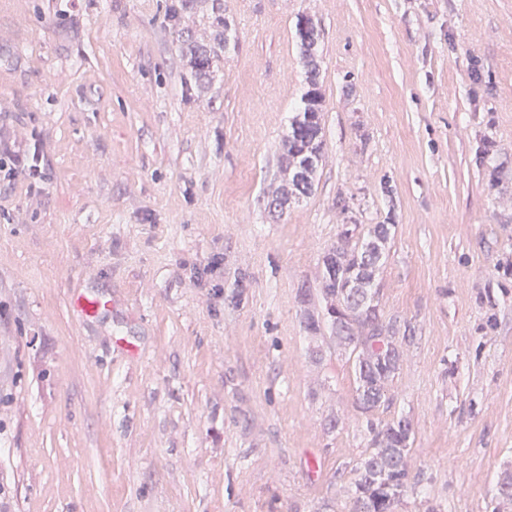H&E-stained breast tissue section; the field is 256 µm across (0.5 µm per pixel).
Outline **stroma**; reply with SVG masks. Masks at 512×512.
<instances>
[{"mask_svg": "<svg viewBox=\"0 0 512 512\" xmlns=\"http://www.w3.org/2000/svg\"><path fill=\"white\" fill-rule=\"evenodd\" d=\"M175 2L0 0V122L43 157L0 182V512H350L371 435L321 288L351 223L391 227L398 512H512V0ZM303 14L325 154L278 212ZM191 73L199 84L208 81L213 73V61L217 54L216 47L211 45L189 43Z\"/></svg>", "mask_w": 512, "mask_h": 512, "instance_id": "stroma-1", "label": "stroma"}]
</instances>
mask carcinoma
<instances>
[{"label":"carcinoma","mask_w":512,"mask_h":512,"mask_svg":"<svg viewBox=\"0 0 512 512\" xmlns=\"http://www.w3.org/2000/svg\"><path fill=\"white\" fill-rule=\"evenodd\" d=\"M191 73L199 84L213 73L216 47L190 43ZM309 89L303 96V108L293 119L283 141V151L296 191L305 195L316 171L313 160L323 155L322 113L313 106L323 99L319 69L307 72ZM356 228L340 232L342 244L323 257L327 314L336 335V347L353 345L357 356L353 363L356 405L367 419L372 434L368 453L354 467L349 489L351 512H395L410 486L403 460L408 451L411 425L405 419L381 424L374 422L375 412L389 400V385L399 366L391 354L402 345L399 328L384 322L379 314L374 281L389 238V228L376 225L370 240L359 248L349 242Z\"/></svg>","instance_id":"1"}]
</instances>
